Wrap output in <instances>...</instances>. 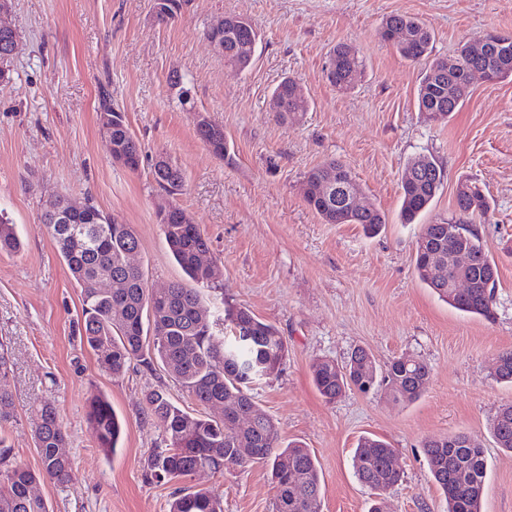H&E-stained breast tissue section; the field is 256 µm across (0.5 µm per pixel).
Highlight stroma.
Returning a JSON list of instances; mask_svg holds the SVG:
<instances>
[{"mask_svg":"<svg viewBox=\"0 0 512 512\" xmlns=\"http://www.w3.org/2000/svg\"><path fill=\"white\" fill-rule=\"evenodd\" d=\"M229 14L259 35L243 71L225 66L204 36ZM396 14L424 24L441 59L486 32L512 35V0H184L168 22L158 20L154 0H12L7 20L20 41L11 78L0 81V215L24 247L0 253V340L16 410L7 437L16 462L40 470L30 409H57L74 477L63 487L36 486L53 512H167L173 484L146 475L165 435L144 394L159 386L186 411L198 410L160 365L135 360L119 377L99 369L81 340L80 291L41 229L50 198L90 200L133 225L135 261L149 287L184 280L157 220L167 197L153 176L160 155L181 169L185 185L172 199L201 225L219 269L204 306L248 308L288 342L281 372L251 393L284 442H302L316 456L321 512H368L373 497L353 468L365 435L396 450L403 479L385 495L388 512H447L420 443L457 432L486 451L482 512H512V453L490 433L498 407L512 404V385L494 378L497 354L512 350V77L474 79L458 112L428 118L417 104L425 63L407 61L381 37L383 20ZM342 42L365 61L347 92L326 76ZM287 77L310 104L284 121L269 100ZM106 95L141 146L137 171L112 160L99 126ZM200 111L223 126L224 156L197 135ZM420 154L442 166L445 179L419 222L404 224L401 183ZM330 159L350 168L384 214L378 235L323 223L307 205L304 176ZM466 178L478 179L491 201L476 222L499 270L491 321L450 307L415 272L423 225L455 215L456 186ZM358 346L382 365L403 354L426 361L425 393L411 404L382 389L325 402L312 364L345 361ZM99 395L124 423L113 454L97 447L86 423ZM191 485L219 494L224 512H275L276 489L262 464L204 469Z\"/></svg>","mask_w":512,"mask_h":512,"instance_id":"obj_1","label":"stroma"}]
</instances>
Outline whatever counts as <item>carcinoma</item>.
Segmentation results:
<instances>
[{"mask_svg":"<svg viewBox=\"0 0 512 512\" xmlns=\"http://www.w3.org/2000/svg\"><path fill=\"white\" fill-rule=\"evenodd\" d=\"M237 16L224 17V65L245 70L253 62L254 44L241 30ZM382 27L392 32L389 41L403 58L417 62L432 53V36L416 19L405 15L387 17ZM333 70L329 82L341 91L354 87L363 70L360 55L349 52V45L336 46L330 59ZM467 85V72L450 74L441 59H433L418 88V108L431 113L452 114L463 106L469 92L456 94L451 86ZM279 116L293 117L306 111L308 101L296 96L294 81L283 79L273 90ZM112 141L134 160L127 169L139 168L140 145L124 121V114L112 113ZM212 152L224 157V128L212 127L203 138ZM408 167L425 174L401 186L400 219L412 224L426 212L444 183L445 172L433 159L419 155ZM334 177L345 187L354 181L343 164L329 161L310 169L305 183L310 187ZM306 202L329 224H359L369 235L379 233L386 224L377 208L353 215L341 214L325 199L306 196ZM101 224H73L71 230L43 224V231L55 243L72 280L80 288L82 301V340L93 351L100 369L114 377L138 359L147 365L159 361L180 386L203 408L221 404L238 419L239 428L224 424V418L190 413L169 398L162 388L145 394L151 416L165 434V447L153 450L148 468L161 480L186 481L201 469L221 470L262 462L271 469L276 488L275 512H321V479L312 451L300 442H280L273 418L254 400L250 387L259 379L279 371L288 356V343L276 327L244 307L217 310L204 318L200 288L212 283L208 267L199 257L209 252V240L198 224H183V209L172 210L159 220L166 244L177 265L192 282H174L155 290L146 287L145 273L126 264L129 251L139 247L132 225L89 205ZM490 209L489 200L475 179H464L456 188V215L436 224H425L422 235L429 247L416 252L418 278L453 308L485 319L494 317V291L498 267L486 254L475 217ZM22 241L16 225L0 219V252L18 253ZM467 259L465 272L471 288L465 292L448 290L459 267L457 255ZM120 276L125 287L110 291L96 287L109 277ZM229 342H224V331ZM496 379L512 383V350L496 357ZM11 366L0 344V512H50L46 499L33 494L34 485L49 480L56 485L69 483L73 476L69 458L60 452L67 433L54 407H34L35 442L42 468L33 471L15 461L13 448L5 435L6 425L15 420L13 396L7 388ZM318 393L331 403L347 390L367 393L383 386L393 400L413 403L426 391L431 368L424 360L401 355L380 368L373 355L362 347L353 349L340 364L322 359L312 365ZM86 419L104 452L119 447L124 427L103 396L93 399ZM497 447L512 452V405L499 408L491 420ZM248 441L252 453L243 455L241 444ZM429 471L448 504L447 512H481L487 475L484 449L469 442L462 433L430 436L421 442ZM394 455L390 444L365 436L357 444L353 466L358 481L379 495L393 487L402 475L389 466ZM168 512H224L222 500L203 489H180L172 495Z\"/></svg>","mask_w":512,"mask_h":512,"instance_id":"1","label":"carcinoma"}]
</instances>
